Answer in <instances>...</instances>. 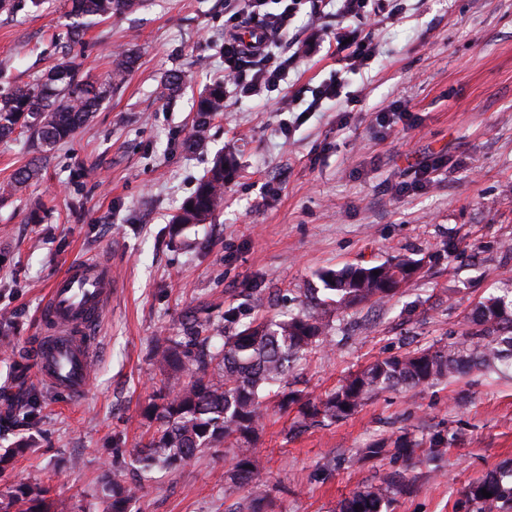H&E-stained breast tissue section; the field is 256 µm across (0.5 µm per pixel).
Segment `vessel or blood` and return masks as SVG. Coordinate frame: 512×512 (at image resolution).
Returning a JSON list of instances; mask_svg holds the SVG:
<instances>
[{"label":"vessel or blood","instance_id":"b4317fda","mask_svg":"<svg viewBox=\"0 0 512 512\" xmlns=\"http://www.w3.org/2000/svg\"><path fill=\"white\" fill-rule=\"evenodd\" d=\"M111 262L80 258L54 279L40 312L45 334L31 374L50 392L79 401L87 393L97 358V327L112 300Z\"/></svg>","mask_w":512,"mask_h":512}]
</instances>
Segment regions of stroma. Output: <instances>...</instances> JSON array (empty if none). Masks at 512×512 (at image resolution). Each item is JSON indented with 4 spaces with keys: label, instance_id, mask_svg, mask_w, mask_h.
<instances>
[{
    "label": "stroma",
    "instance_id": "obj_1",
    "mask_svg": "<svg viewBox=\"0 0 512 512\" xmlns=\"http://www.w3.org/2000/svg\"><path fill=\"white\" fill-rule=\"evenodd\" d=\"M66 0L0 15V87L53 62ZM224 0H142L120 21L86 30L75 49L84 80L107 82L115 50L140 61L89 123L51 151L39 180L0 200V315L13 349L0 350V448L32 451L0 471V497L22 483L50 486L56 512H101L98 477L114 446L133 452L155 425L144 407L165 385L159 342L187 316L239 324L321 302L327 348L297 363L289 390L317 399L369 363L458 341L477 303L512 287V0H403L371 31L378 55L349 74L352 96L323 112L277 111L226 94L205 140L190 145L194 101L224 71ZM328 17L298 13L289 37L312 51L296 61L285 96L328 79ZM182 71L180 96L158 93ZM400 103L406 117L387 115ZM233 164L224 207L173 233L171 219L217 153ZM40 209L42 223L27 220ZM112 262L121 287L100 326L82 404L19 374L43 327L54 277L76 258ZM396 257L421 269L400 299L342 312L323 300L320 271ZM268 298L255 307L252 292ZM38 398L32 425L5 417L19 394ZM259 442L267 512H336L337 503L394 471L412 478L389 512H456L463 491L512 460V370H474L414 391L389 390L355 414L305 427L297 405L269 403ZM416 443L409 460L360 459L374 441ZM232 449L175 471L137 476L131 512H231L251 491L232 479Z\"/></svg>",
    "mask_w": 512,
    "mask_h": 512
}]
</instances>
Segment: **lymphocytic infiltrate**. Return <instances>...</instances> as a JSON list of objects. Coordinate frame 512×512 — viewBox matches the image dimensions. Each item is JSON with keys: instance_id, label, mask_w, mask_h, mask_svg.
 Segmentation results:
<instances>
[{"instance_id": "lymphocytic-infiltrate-1", "label": "lymphocytic infiltrate", "mask_w": 512, "mask_h": 512, "mask_svg": "<svg viewBox=\"0 0 512 512\" xmlns=\"http://www.w3.org/2000/svg\"><path fill=\"white\" fill-rule=\"evenodd\" d=\"M269 0H224L229 18L224 26L225 84L240 98L263 97L287 82L298 56L308 51L306 43L296 42L287 51L279 39L286 32L302 4H309L310 24L325 15L347 19L348 24L333 32L329 46L344 72L330 77L310 90L308 111L316 112L329 102H340L346 86L345 73L353 72L375 58L377 46L371 33L356 27V20L376 16L380 7L398 14L400 0H282L279 12L268 11Z\"/></svg>"}]
</instances>
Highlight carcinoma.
<instances>
[{
	"instance_id": "1",
	"label": "carcinoma",
	"mask_w": 512,
	"mask_h": 512,
	"mask_svg": "<svg viewBox=\"0 0 512 512\" xmlns=\"http://www.w3.org/2000/svg\"><path fill=\"white\" fill-rule=\"evenodd\" d=\"M44 0H0V13L14 15L42 6ZM137 6L136 0H68L66 31L60 38L55 62L28 82H15L0 93V139L16 132L27 134L32 158L12 180L0 186V198L41 175L48 153L66 143L99 111L107 94L120 88L137 67L139 56L123 50L111 61L108 84L95 87L79 76L73 56L85 30L95 19L117 18ZM183 77L169 72L160 81V93L173 98ZM224 111V81H214L195 102L196 122L189 140H202L210 119ZM224 155L213 159L207 174L172 220L174 230L211 220L224 202L229 176ZM417 262L397 259L375 266L324 270L318 274L336 307L354 309L368 302L383 303L396 295L395 285L414 274ZM474 328L448 347L424 348L374 361L351 375L317 401L294 392L273 390L290 367L326 342L329 322L299 311L281 319L259 318L237 326L236 313H224V326L193 320L181 339L166 340L157 351L160 368L176 374L149 404L143 416L159 427L136 449L134 462L144 471L176 470L219 452L236 449L233 476L242 487L258 489L268 483L256 444L269 419L267 400L280 407L299 405L302 423L334 422L358 411L378 392L401 387L415 390L451 379L473 369L512 368V288L480 301L473 314ZM102 487L112 490L103 512H128L142 488L127 482L125 467L115 462L101 475ZM411 479L395 471L378 485L354 493L338 505V512H383L396 496L410 490ZM492 494L487 498L482 491ZM50 489L40 484L20 485L0 501V512H49ZM512 508V464L471 485L460 500L464 512H493Z\"/></svg>"
}]
</instances>
